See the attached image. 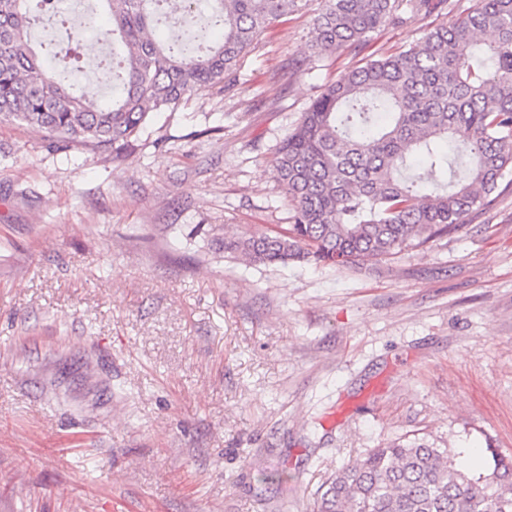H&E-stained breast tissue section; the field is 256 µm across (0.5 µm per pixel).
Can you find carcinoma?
Listing matches in <instances>:
<instances>
[{"label":"carcinoma","mask_w":512,"mask_h":512,"mask_svg":"<svg viewBox=\"0 0 512 512\" xmlns=\"http://www.w3.org/2000/svg\"><path fill=\"white\" fill-rule=\"evenodd\" d=\"M100 2L111 24L98 41L122 47L110 54L119 90L103 102L55 80L31 43L46 17L53 40L80 43L55 0H0V120L119 156L151 113L224 88L261 33L302 6L320 54L361 46L404 6L448 10V23L414 46L348 71L311 101L275 149V177L293 203L288 232L226 238V253L352 268L455 233L512 185V0L461 12L454 0H207L210 37L190 51L153 34L168 0ZM488 452L472 472L457 448L418 439L373 448L321 486L313 512H512V457Z\"/></svg>","instance_id":"cac0c4a2"}]
</instances>
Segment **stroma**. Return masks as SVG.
<instances>
[{"label":"stroma","mask_w":512,"mask_h":512,"mask_svg":"<svg viewBox=\"0 0 512 512\" xmlns=\"http://www.w3.org/2000/svg\"><path fill=\"white\" fill-rule=\"evenodd\" d=\"M447 11L314 54L307 8L122 156L0 122V512H311L398 438L512 456V187L355 269L254 265L287 229L274 146L349 70ZM288 484L263 482V470Z\"/></svg>","instance_id":"obj_1"}]
</instances>
